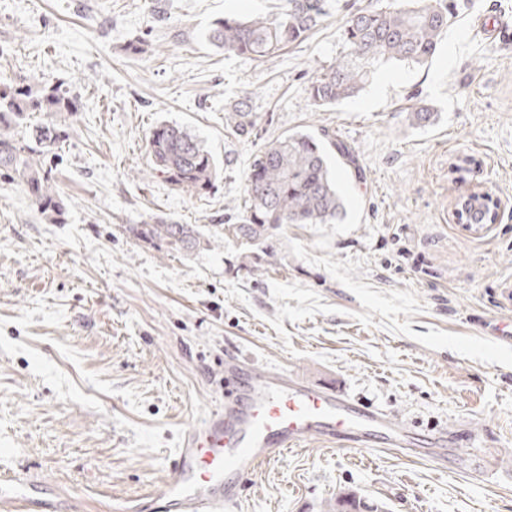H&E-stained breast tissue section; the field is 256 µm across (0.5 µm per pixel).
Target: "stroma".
Instances as JSON below:
<instances>
[{
	"mask_svg": "<svg viewBox=\"0 0 512 512\" xmlns=\"http://www.w3.org/2000/svg\"><path fill=\"white\" fill-rule=\"evenodd\" d=\"M395 0H330L299 44L256 61L212 46L225 15L285 0H0V80L63 81L80 103L52 176L48 223L0 177V469L72 495L74 512H152L182 434L224 402V357L330 384L395 424L456 436L448 461L308 438L245 480L238 512H320L353 491L387 512H512V0H457L432 61L379 67L356 97L313 107L312 78L345 52L341 18ZM148 35L139 59L123 51ZM248 96L256 134L224 107ZM434 107L435 125L409 114ZM195 132L219 160L203 196L152 169L151 129ZM329 135L346 214L286 224L251 273L221 238L253 153ZM500 203L471 233L457 205ZM162 218L212 237L192 255L135 239Z\"/></svg>",
	"mask_w": 512,
	"mask_h": 512,
	"instance_id": "obj_1",
	"label": "stroma"
}]
</instances>
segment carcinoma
Listing matches in <instances>:
<instances>
[{"label": "carcinoma", "mask_w": 512, "mask_h": 512, "mask_svg": "<svg viewBox=\"0 0 512 512\" xmlns=\"http://www.w3.org/2000/svg\"><path fill=\"white\" fill-rule=\"evenodd\" d=\"M326 0H286L275 16L240 19L225 16L208 29L210 44L227 53L253 60L270 57L304 41L326 15ZM453 15L451 0H401L386 9L359 10L342 23L345 54L314 77L308 98L316 107H330L358 94L383 64L423 66L434 56ZM77 100L59 81L31 84L24 78L0 82V175L7 173L23 184L39 211L51 224L65 220L66 208L43 157L63 148L69 134L66 120ZM53 120L30 123L35 114ZM420 126L435 124L438 113L426 105L410 112ZM25 127V135L19 128ZM224 127L246 137L256 120L247 98L224 108ZM153 169L174 189L203 195L215 185L217 166L202 140L185 127L160 122L149 134ZM244 210L234 224L222 225L223 234L251 246L267 244L283 224H333L345 215L344 202L321 142L308 134H287L252 158L244 182ZM494 207L472 199L462 213L467 224H488ZM139 240L159 244L170 252L193 254L211 246V240L189 224L163 219L130 227ZM325 512H386L354 492L340 493Z\"/></svg>", "instance_id": "1"}]
</instances>
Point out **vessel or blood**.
<instances>
[{
    "label": "vessel or blood",
    "instance_id": "1",
    "mask_svg": "<svg viewBox=\"0 0 512 512\" xmlns=\"http://www.w3.org/2000/svg\"><path fill=\"white\" fill-rule=\"evenodd\" d=\"M233 383L222 407L184 433L173 460V475L155 512H235L240 486L262 464L295 448L303 439L344 435L414 454L433 440L396 426L382 412L349 399L331 387H314L280 370L256 372L246 359H226ZM59 493L34 474L0 473V512H58Z\"/></svg>",
    "mask_w": 512,
    "mask_h": 512
}]
</instances>
